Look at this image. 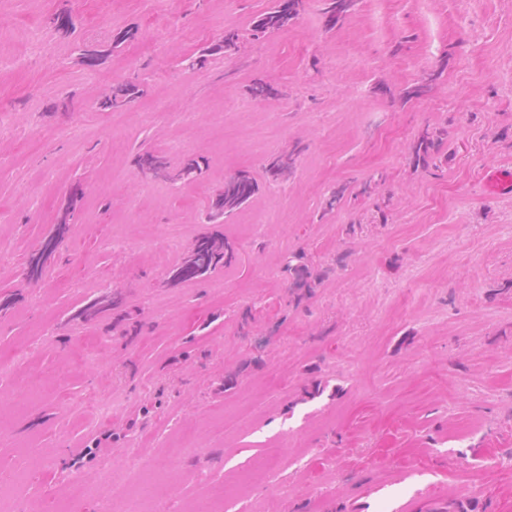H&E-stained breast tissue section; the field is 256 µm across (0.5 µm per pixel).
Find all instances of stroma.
<instances>
[{"label":"stroma","mask_w":512,"mask_h":512,"mask_svg":"<svg viewBox=\"0 0 512 512\" xmlns=\"http://www.w3.org/2000/svg\"><path fill=\"white\" fill-rule=\"evenodd\" d=\"M270 5L0 0V512L201 508L270 448L280 466L223 512H512V193L485 184L512 170V0H357L333 29L304 0L252 36ZM229 31L232 54L185 66ZM86 47L112 53L91 68ZM126 82L139 97L102 109ZM414 84L426 94L401 101ZM435 128L448 141L426 167L412 149ZM145 149L165 174L137 168ZM191 160L204 173L180 184ZM242 171L254 198L207 223ZM205 235L231 263L171 284ZM298 252L319 283L296 306ZM57 244L56 237L50 235L45 238L40 248L29 256L27 261V274L31 280H38L40 278L42 269L53 255Z\"/></svg>","instance_id":"35a3bbf8"}]
</instances>
